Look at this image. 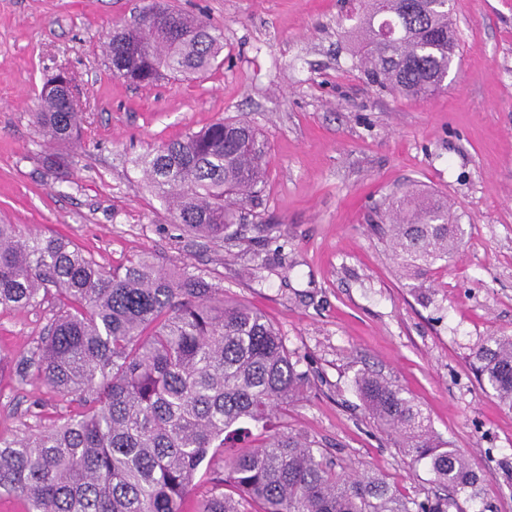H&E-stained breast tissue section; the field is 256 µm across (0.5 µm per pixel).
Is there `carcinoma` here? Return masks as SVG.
I'll return each mask as SVG.
<instances>
[{"mask_svg":"<svg viewBox=\"0 0 512 512\" xmlns=\"http://www.w3.org/2000/svg\"><path fill=\"white\" fill-rule=\"evenodd\" d=\"M168 13L110 39L115 58L129 45L139 50L128 81L203 74L223 50L222 33L208 22ZM452 15L433 0H366L350 39L369 83L413 99L444 89L457 47ZM34 119L49 140L77 144L72 92L43 89ZM267 154L251 125L224 120L135 164L184 232L218 241L229 237L238 204L260 192ZM387 217L378 228L411 280L460 247L446 200L411 192L391 201ZM44 303L57 308L55 317L15 374L36 372L78 410L0 438V494L24 500L28 512H182L213 448L224 449V476L213 479L198 512H460V496L480 480L414 399L369 372L356 380L365 412L444 495L419 501L376 473L336 469L317 442L269 433L271 419L307 391L310 378L261 312L147 256L111 272L66 238L0 224V308ZM471 358L482 383L512 410V335L487 337ZM257 429L264 439L241 451Z\"/></svg>","mask_w":512,"mask_h":512,"instance_id":"1","label":"carcinoma"}]
</instances>
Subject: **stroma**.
Here are the masks:
<instances>
[{"label": "stroma", "instance_id": "1", "mask_svg": "<svg viewBox=\"0 0 512 512\" xmlns=\"http://www.w3.org/2000/svg\"><path fill=\"white\" fill-rule=\"evenodd\" d=\"M153 2L0 0V224L66 237L109 270L148 255L262 310L311 379L275 430L421 500L437 492L430 474L356 389L364 370L392 379L485 474L463 512H512V410L470 359L486 337L512 335V0H454L459 47L446 87L426 99L367 82L345 36L359 0H166L219 29L224 50L205 75L129 83L109 68L110 34ZM62 70L84 114L78 150L33 122ZM225 119L264 136L268 175L240 205L236 236L209 243L174 223L134 161ZM54 153L66 163L50 171ZM409 187L446 199L463 229L420 294L372 230ZM53 315L46 303L0 309V437L74 408L12 370Z\"/></svg>", "mask_w": 512, "mask_h": 512}]
</instances>
